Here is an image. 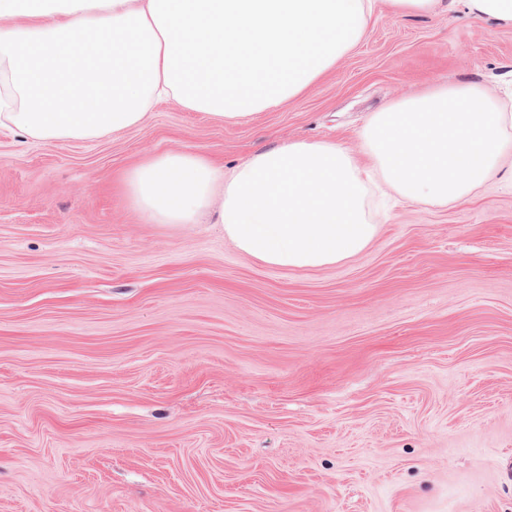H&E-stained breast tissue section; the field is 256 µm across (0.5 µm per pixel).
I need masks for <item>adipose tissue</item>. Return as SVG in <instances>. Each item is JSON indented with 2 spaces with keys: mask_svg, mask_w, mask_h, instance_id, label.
<instances>
[{
  "mask_svg": "<svg viewBox=\"0 0 512 512\" xmlns=\"http://www.w3.org/2000/svg\"><path fill=\"white\" fill-rule=\"evenodd\" d=\"M439 4L512 27V0ZM372 0H0V127L52 142L96 140L138 125L157 97L215 120L288 103L364 37ZM14 18L29 20L24 30ZM512 113L476 85L436 86L373 113L364 157L333 142H288L232 171L168 151L123 179L153 224L210 215L247 258L316 269L360 253L378 227L367 180L445 207L471 196L499 163Z\"/></svg>",
  "mask_w": 512,
  "mask_h": 512,
  "instance_id": "adipose-tissue-1",
  "label": "adipose tissue"
}]
</instances>
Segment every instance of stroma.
I'll list each match as a JSON object with an SVG mask.
<instances>
[{
    "label": "stroma",
    "mask_w": 512,
    "mask_h": 512,
    "mask_svg": "<svg viewBox=\"0 0 512 512\" xmlns=\"http://www.w3.org/2000/svg\"><path fill=\"white\" fill-rule=\"evenodd\" d=\"M444 84L512 102V27L375 0L286 106L0 129V512H512L511 173L445 209L370 205L366 249L311 270L149 223L117 185L170 150L357 154L371 113Z\"/></svg>",
    "instance_id": "obj_1"
}]
</instances>
